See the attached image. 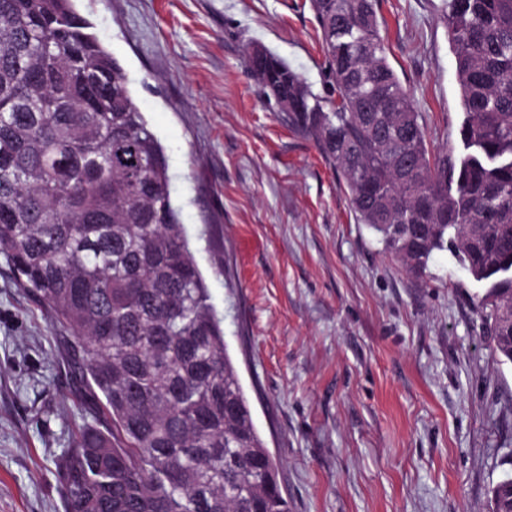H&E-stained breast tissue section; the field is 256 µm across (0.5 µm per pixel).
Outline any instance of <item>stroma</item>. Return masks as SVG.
Listing matches in <instances>:
<instances>
[{"label":"stroma","mask_w":512,"mask_h":512,"mask_svg":"<svg viewBox=\"0 0 512 512\" xmlns=\"http://www.w3.org/2000/svg\"><path fill=\"white\" fill-rule=\"evenodd\" d=\"M388 61L431 153L460 146L445 0H381ZM169 157L171 196L290 512H488L512 475V365L447 251L424 278L357 223L331 165L243 65L326 96L310 0H75ZM0 256V512H65L56 464L95 421Z\"/></svg>","instance_id":"1"}]
</instances>
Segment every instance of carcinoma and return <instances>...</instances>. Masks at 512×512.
I'll list each match as a JSON object with an SVG mask.
<instances>
[{"label":"carcinoma","mask_w":512,"mask_h":512,"mask_svg":"<svg viewBox=\"0 0 512 512\" xmlns=\"http://www.w3.org/2000/svg\"><path fill=\"white\" fill-rule=\"evenodd\" d=\"M329 98L274 53L293 127L355 220L421 278L452 251L488 284L486 347L512 364V0H448L463 151L430 156L390 65L380 0H311ZM73 0H0V255L64 337L96 423L58 464L66 512H288L127 75Z\"/></svg>","instance_id":"obj_1"}]
</instances>
